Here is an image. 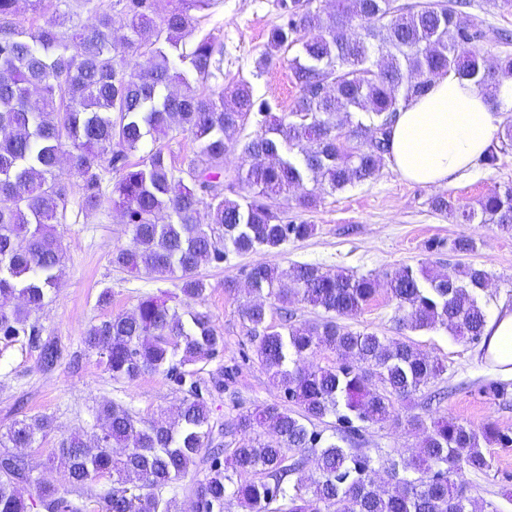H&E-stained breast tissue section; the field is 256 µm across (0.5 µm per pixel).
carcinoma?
I'll return each instance as SVG.
<instances>
[{"mask_svg":"<svg viewBox=\"0 0 512 512\" xmlns=\"http://www.w3.org/2000/svg\"><path fill=\"white\" fill-rule=\"evenodd\" d=\"M72 1L77 9L57 11L33 30L20 19L37 14L44 0H0V340L27 339L44 371L58 366L63 350L29 319L58 284L62 246L53 225L66 219L72 188H78L80 209L107 201L132 226L134 245L117 250L114 264L154 277L178 271L183 295L202 301L208 288L198 273L202 264L314 234L315 225L288 219L276 201L300 189L299 205L311 208L323 194L374 178L390 153L397 112L424 96L435 78L454 73L469 79L493 102L512 79L511 55L489 68L476 49L489 38L507 44L512 33L461 22L466 0H339L332 15L315 0H277L281 24L269 33L266 57L296 49L289 66L298 87L290 111L277 116L247 81L208 88L223 47L209 35L190 47L184 38L191 12L209 9L211 0H179L175 7L168 0H63ZM117 6L126 33L116 41ZM83 11L95 17L89 28L80 23ZM143 55L149 65L130 68L129 59ZM251 118L257 131L240 145L230 134ZM171 128L190 133L198 144L187 177L174 174L161 148L130 162L147 136ZM237 146L247 157H263L240 177L249 190L241 202L224 196L220 168L224 154ZM511 147L507 122L483 164L495 167ZM66 151L70 166L64 172ZM107 170L115 173L108 197L102 186ZM432 206L464 223L496 224L512 233L511 183L472 207L444 197ZM245 276L258 295L283 306L303 301L328 313L312 325L277 329L267 325L265 304L242 308L257 356L283 389L285 404L243 414L239 425L267 426L276 440L241 444L227 458L214 447L209 407L184 366L218 357L223 334L207 312L186 322L166 301L148 296L135 311L91 325L83 342L115 380L164 372L177 386H189L178 424H145L115 404L101 406L99 431L70 435L49 457L67 469L70 488L40 484L27 500L19 486L32 481L34 466L7 449L31 447L51 420H18L0 435V512H82L81 493L100 477L112 479L101 494V512H175L163 490L199 460L210 475L195 490L194 512H224L230 497L247 512H466L462 473L491 470L483 447L511 448L512 432L490 422L479 428L429 424L414 414L408 425L421 435L417 456L374 457L355 447L365 424L387 420L395 403L410 400L443 371L410 341L338 322L375 297V279L309 263L286 270L259 264ZM486 281L487 272L473 265L443 276L406 266L390 278L388 290L403 313L402 325L439 326L479 343L488 319L480 301ZM317 348L336 352L339 363L302 367ZM329 415L336 417L334 442L314 429ZM116 446L124 452L114 454ZM290 450L316 453L319 476L303 477L302 459L288 458ZM377 461L397 478L395 488H372ZM257 468L268 480L234 481Z\"/></svg>","mask_w":512,"mask_h":512,"instance_id":"obj_1","label":"carcinoma"}]
</instances>
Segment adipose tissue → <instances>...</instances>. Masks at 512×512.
Wrapping results in <instances>:
<instances>
[{
  "mask_svg": "<svg viewBox=\"0 0 512 512\" xmlns=\"http://www.w3.org/2000/svg\"><path fill=\"white\" fill-rule=\"evenodd\" d=\"M491 105L469 80L450 74L398 112L391 129L390 161L404 179L442 186L470 171L489 147L499 110L512 108V81Z\"/></svg>",
  "mask_w": 512,
  "mask_h": 512,
  "instance_id": "ef3b65f1",
  "label": "adipose tissue"
}]
</instances>
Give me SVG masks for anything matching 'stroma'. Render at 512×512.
I'll return each instance as SVG.
<instances>
[{"label":"stroma","instance_id":"stroma-1","mask_svg":"<svg viewBox=\"0 0 512 512\" xmlns=\"http://www.w3.org/2000/svg\"><path fill=\"white\" fill-rule=\"evenodd\" d=\"M279 22L275 0H214L209 10L192 21L186 41L192 44L207 34L215 37L223 55L211 87L248 81L255 96L270 101L279 115L289 111L298 94L288 59L275 57L266 67L258 65L269 32ZM156 146L170 155L179 170L187 169L196 154L191 136L180 130L146 137L137 154L145 156ZM507 181L512 182V150L501 156L497 167L475 164L468 174L441 187L407 181L387 163L373 180L323 195L313 208H300L293 199L279 201L288 218L314 224V235L288 241L272 251L233 253L223 264L201 266L209 288L200 304L184 299L179 274L154 278L129 273L113 263L117 249L132 246L133 232L110 204L79 212L56 225L63 247L59 286L32 320L42 336L61 342L67 359L45 372L38 366L37 350L26 341L0 342V432L18 419L46 416L53 422L51 431L24 451L35 469L32 483L21 486V494L33 496L40 483L68 488L67 470L50 462L51 450L75 431H95L97 411L104 403H116L146 423L176 421L185 393L165 373H146L132 382L113 380L83 344L91 324L133 312L147 296L168 297L170 306L184 317L206 309L223 331V355L196 363L193 370L211 410L214 434L225 448L273 439L269 428L237 425L240 415L284 401L281 387L256 355L249 324L242 316L243 305L256 298L243 271L259 263L283 269L296 262L311 263L333 272L374 277L380 284L375 298L356 315L343 318V325L413 342L423 354L444 365V372L410 401L396 404L390 419L366 425L360 447L398 458L417 454L420 438L407 425L408 417L417 413L474 426L493 422L512 430V375L487 359L480 345L445 329L402 327L397 304L385 289L388 278L404 266H424L432 274L443 275L459 265H474L488 274L487 287L480 295L488 315L512 308V234L494 224L455 223L430 206L431 199L441 195L473 204ZM460 235L474 239L473 251H448L447 242ZM438 240L443 243L439 249L434 246ZM228 279L236 280L235 292H225ZM106 288L111 289L112 299L102 306L98 297ZM490 381L508 384L507 396L487 398L482 387ZM486 453L493 462L490 472L464 474L470 496L468 512H512V496L501 494L503 488L512 489V448L492 446Z\"/></svg>","mask_w":512,"mask_h":512}]
</instances>
